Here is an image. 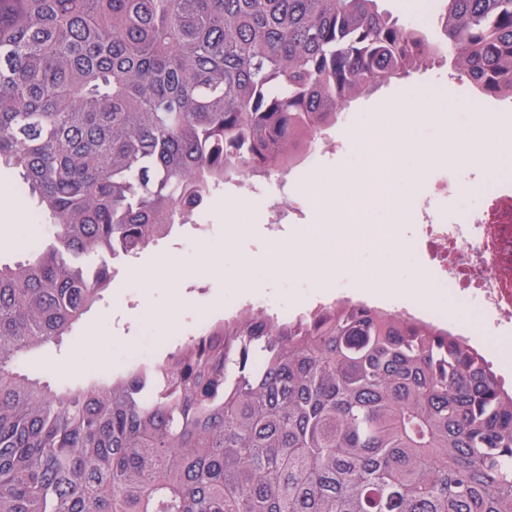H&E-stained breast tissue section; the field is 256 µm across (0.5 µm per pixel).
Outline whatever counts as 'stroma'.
Returning <instances> with one entry per match:
<instances>
[{"instance_id":"obj_1","label":"stroma","mask_w":512,"mask_h":512,"mask_svg":"<svg viewBox=\"0 0 512 512\" xmlns=\"http://www.w3.org/2000/svg\"><path fill=\"white\" fill-rule=\"evenodd\" d=\"M403 0H379L380 10L404 24L419 26L430 40H437L435 19L441 0H417L413 8ZM409 85L433 89L440 104H452L453 119L463 131L472 130L477 118L494 115L512 118V99L485 98L472 85L453 75L450 64L440 63L395 81L355 101L334 130L344 148L339 152L317 151L288 178V196L295 211L290 220L311 224L321 241L320 252L307 253L304 240L281 229L272 240L267 226L272 200L268 195L242 198L224 187L213 189L194 221L210 227L204 239H191L186 228L155 242L137 258L145 264L155 256L173 254L179 265L153 280L151 287L125 286L128 271L121 265L103 300L93 308L61 345L48 344L34 351L27 367L53 384H82L121 371V357L150 351L154 359L173 352L174 337L185 335L198 324L223 316L227 306L247 298L239 287L263 289L290 313H304L320 300L360 299L370 276L397 283L416 279L434 283L416 245L413 219L402 220L399 210L414 212L422 195L418 186H405L392 163L396 147L383 135V106ZM448 173L449 177L474 175L468 192L449 196V213L480 206L485 192L501 175L512 174V153L504 154L494 168L456 162L428 166L425 177ZM359 214L350 222L348 210ZM218 258L219 274L195 277L203 250ZM332 252L334 263L314 271L323 252ZM190 299L189 307L175 311L176 296ZM447 318L456 321L476 339L486 357L499 362L500 342L493 320L471 301L442 292L436 302Z\"/></svg>"}]
</instances>
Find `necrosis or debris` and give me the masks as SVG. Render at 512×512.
<instances>
[{
  "label": "necrosis or debris",
  "instance_id": "1",
  "mask_svg": "<svg viewBox=\"0 0 512 512\" xmlns=\"http://www.w3.org/2000/svg\"><path fill=\"white\" fill-rule=\"evenodd\" d=\"M485 209L457 214L435 210L416 217L422 248L441 285L476 301L497 323L512 325V176L491 191Z\"/></svg>",
  "mask_w": 512,
  "mask_h": 512
}]
</instances>
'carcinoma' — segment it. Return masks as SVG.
I'll return each mask as SVG.
<instances>
[{"instance_id":"cac0c4a2","label":"carcinoma","mask_w":512,"mask_h":512,"mask_svg":"<svg viewBox=\"0 0 512 512\" xmlns=\"http://www.w3.org/2000/svg\"><path fill=\"white\" fill-rule=\"evenodd\" d=\"M444 2L431 44L378 0H0V170L46 225L0 263V512H512V387L387 308L246 307L74 386L21 367L349 103L443 56L512 99V0Z\"/></svg>"}]
</instances>
